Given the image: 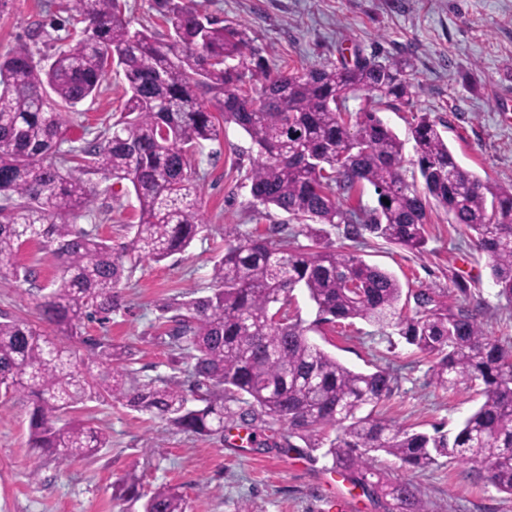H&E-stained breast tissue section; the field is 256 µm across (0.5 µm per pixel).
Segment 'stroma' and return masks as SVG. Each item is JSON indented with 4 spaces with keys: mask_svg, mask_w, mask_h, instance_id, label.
I'll list each match as a JSON object with an SVG mask.
<instances>
[{
    "mask_svg": "<svg viewBox=\"0 0 512 512\" xmlns=\"http://www.w3.org/2000/svg\"><path fill=\"white\" fill-rule=\"evenodd\" d=\"M62 0H9L0 11V54L31 46L48 58L68 48L67 29L53 31L49 44L32 43L36 24L58 15ZM203 14L249 28L273 70L299 72L354 56L379 61L410 60L409 103L379 105L384 121L404 141L406 172H413L414 142L408 133L421 114L435 120L459 164L482 179L512 189V112L497 109L500 93H512V0H196ZM128 88L119 69L105 75L95 99L79 104L69 119L73 135L82 126L107 129L119 117ZM256 150L236 125L220 141L196 152L191 165L199 186L204 229L190 247L165 261L142 259L121 284L126 308L110 321H83L81 340L68 346L87 377L100 364L85 341L105 337L131 351L127 362L140 381L187 380L190 364L160 338L166 328L160 307L208 295L212 269L224 254V227L240 232L283 231L296 245L306 239L298 220L272 208L255 212L250 174ZM97 201L74 216L78 227L121 243L138 221L130 184L93 177ZM360 256L392 273L403 288L443 292L449 305L480 309L485 332L512 346V304L496 294L491 260L471 234L452 224L442 208L428 213L427 244L416 253L367 236ZM468 286L460 292L458 283ZM37 321L29 286L0 275V316ZM312 342L356 371L388 368L393 392L381 406L384 417L415 431L455 434L480 404L475 390H444L432 382V360L393 330L364 321L322 326ZM31 402L27 394L0 395V512H142V496L161 484L181 487L187 512H383L377 501L336 473L320 444L334 430L292 435L281 422H256V442L240 447L237 428L225 440L201 439L166 421L131 409L125 402L92 398L75 415L109 439L91 458L58 465L28 445ZM374 466L388 480L412 483L426 512H512V495L499 492L478 462L445 458L425 472L375 454ZM138 477L136 494L118 495L128 473Z\"/></svg>",
    "mask_w": 512,
    "mask_h": 512,
    "instance_id": "1",
    "label": "stroma"
}]
</instances>
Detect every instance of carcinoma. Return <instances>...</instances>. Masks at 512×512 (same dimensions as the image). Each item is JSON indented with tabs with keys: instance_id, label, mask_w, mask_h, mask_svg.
Returning a JSON list of instances; mask_svg holds the SVG:
<instances>
[{
	"instance_id": "obj_1",
	"label": "carcinoma",
	"mask_w": 512,
	"mask_h": 512,
	"mask_svg": "<svg viewBox=\"0 0 512 512\" xmlns=\"http://www.w3.org/2000/svg\"><path fill=\"white\" fill-rule=\"evenodd\" d=\"M155 6L169 25L166 39L131 29L120 0H66L68 21L81 25L74 45L55 53L47 67L27 47L0 56V274L36 281L34 268L14 262L27 243L50 249L60 267L48 291L39 288L35 297L39 320L52 333L0 319V389L33 397L29 447L59 463L106 447L107 436L80 420L57 425L58 415L89 393L124 400L203 438L224 437L231 420L247 424L264 416L298 435L335 428L325 455L385 512H424V504L410 483L383 479L371 452L420 470L441 457L479 462L487 481L512 495V350L484 332L477 308H452L429 289L414 293L413 314H403L399 280L353 251L333 248L326 230L342 224L349 241L367 231L421 252L433 202L451 223L471 231L492 260L498 296L512 303V190L464 170L424 114L410 129L420 192L403 172V142L378 113L342 111L360 92L379 103L410 101L408 59L358 57L350 65L274 74L247 29L202 14L195 0H155ZM114 64L128 83L120 119L111 134L84 141L63 161L131 184L138 223L118 245L66 222L94 205L95 192L48 161L70 141L65 114L96 97ZM255 77L262 86L253 99L244 87ZM206 94L217 111L205 104ZM228 123L257 149L253 199L301 221L310 244L224 227L212 294L161 306L174 312L166 331L170 347L194 360L191 387L164 378L141 383L130 370L113 368L116 347L104 338L84 339L106 366L87 380L61 338L78 336L85 318L120 311L125 273L143 258L160 262L182 253L201 232L190 157L219 140ZM367 185L377 201L369 217L337 207V196ZM298 286L314 303V325L359 319L396 328L432 359L435 386L481 387L480 405L453 439L438 430L409 431L381 416L376 408L392 394V374L379 366L352 370L311 342L289 311L288 294ZM186 509L184 492L167 484L143 504V512Z\"/></svg>"
}]
</instances>
